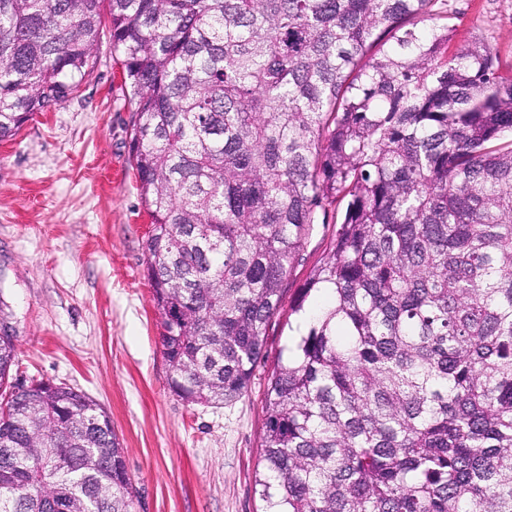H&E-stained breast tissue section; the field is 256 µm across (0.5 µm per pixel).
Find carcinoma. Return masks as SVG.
Segmentation results:
<instances>
[{"mask_svg":"<svg viewBox=\"0 0 512 512\" xmlns=\"http://www.w3.org/2000/svg\"><path fill=\"white\" fill-rule=\"evenodd\" d=\"M434 0H0V140L102 39L132 108L171 392L248 388L317 211L347 199L268 377L264 512H512V73ZM0 336V512H133L111 416L18 386Z\"/></svg>","mask_w":512,"mask_h":512,"instance_id":"carcinoma-1","label":"carcinoma"}]
</instances>
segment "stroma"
<instances>
[{
	"mask_svg": "<svg viewBox=\"0 0 512 512\" xmlns=\"http://www.w3.org/2000/svg\"><path fill=\"white\" fill-rule=\"evenodd\" d=\"M452 48L486 42L512 71V0H436ZM131 107L109 43L61 106L0 141V319L16 373L79 388L111 416L137 491L135 512H262L255 479L269 375L297 318L289 303L345 211L311 225L247 390L190 405L169 389L160 316L145 277L150 218L130 157Z\"/></svg>",
	"mask_w": 512,
	"mask_h": 512,
	"instance_id": "stroma-1",
	"label": "stroma"
}]
</instances>
